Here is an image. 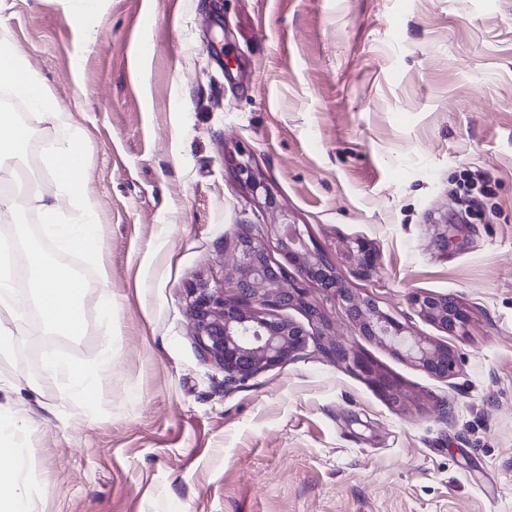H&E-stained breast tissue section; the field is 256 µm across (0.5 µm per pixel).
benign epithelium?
Wrapping results in <instances>:
<instances>
[{"label":"benign epithelium","instance_id":"benign-epithelium-1","mask_svg":"<svg viewBox=\"0 0 512 512\" xmlns=\"http://www.w3.org/2000/svg\"><path fill=\"white\" fill-rule=\"evenodd\" d=\"M279 228L277 249L294 267L296 277H288V269L271 256L263 238L242 230L235 243L237 258L231 288L201 284L188 289V312L201 355L222 367L225 378L247 379L284 364L306 347L309 332L304 324L280 318L273 311L294 307L305 313L308 323L321 322L320 309L308 299V284L338 300L360 335L378 341L432 376L446 378L453 372L457 364L453 350L415 335L408 326L381 311L371 296L353 293L324 253L304 243L297 225L281 224ZM349 257L363 275L374 271L379 260L377 250L363 240L353 242ZM408 302L420 317L450 335L467 324V311L451 295L417 290L409 294ZM255 304L271 313L258 314ZM335 351L349 369L398 401L397 383L369 358L343 345L336 346Z\"/></svg>","mask_w":512,"mask_h":512}]
</instances>
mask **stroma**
I'll return each mask as SVG.
<instances>
[{
    "label": "stroma",
    "instance_id": "obj_1",
    "mask_svg": "<svg viewBox=\"0 0 512 512\" xmlns=\"http://www.w3.org/2000/svg\"><path fill=\"white\" fill-rule=\"evenodd\" d=\"M9 45L73 114L99 233L60 250L37 201L0 241L85 280L78 337L49 330L26 285L0 365V432L28 450L33 512H512V0H0ZM17 151L56 191L62 132L18 99ZM263 185L251 191L236 164ZM487 174L465 194L463 173ZM297 225L344 285L452 349L440 379L360 336L309 286L323 321L283 365L228 383L193 336L189 288L229 286L240 225ZM448 227L439 239L436 224ZM380 253L360 276L345 257ZM112 294L111 310L98 303ZM456 297L451 336L409 305ZM399 384L391 402L332 353ZM112 366L84 400L54 356ZM349 257L358 272L369 275L375 270L379 260L377 250L368 242L357 240L350 246Z\"/></svg>",
    "mask_w": 512,
    "mask_h": 512
}]
</instances>
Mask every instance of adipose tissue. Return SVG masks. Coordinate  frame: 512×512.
Wrapping results in <instances>:
<instances>
[{"mask_svg": "<svg viewBox=\"0 0 512 512\" xmlns=\"http://www.w3.org/2000/svg\"><path fill=\"white\" fill-rule=\"evenodd\" d=\"M0 84L41 109L44 118L70 134L66 142L50 145L49 161L65 187L64 195H41L39 207L57 244L66 250L85 249L95 239L99 227L88 205L87 171L79 162L84 155L82 140L73 135V114L58 106L43 85L27 70L24 62L8 47H0ZM30 128L16 113L0 112V185L11 183L16 170L9 161L11 153L29 140ZM24 266L28 285L37 297V305L47 325L68 336L84 332L80 315L86 284L72 266L29 250L19 258L0 254V307L14 310L13 271ZM28 450L16 440L0 441V512H30L25 492Z\"/></svg>", "mask_w": 512, "mask_h": 512, "instance_id": "1", "label": "adipose tissue"}]
</instances>
